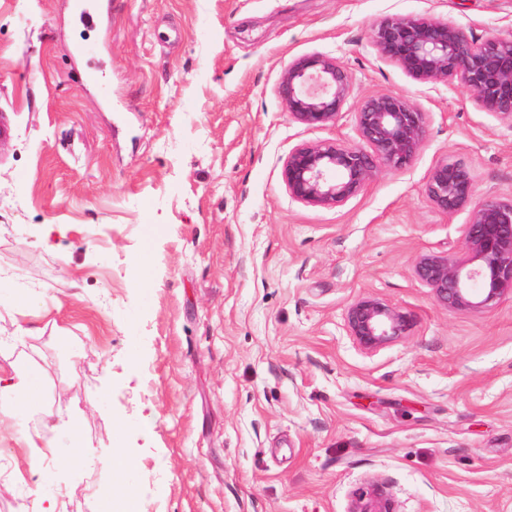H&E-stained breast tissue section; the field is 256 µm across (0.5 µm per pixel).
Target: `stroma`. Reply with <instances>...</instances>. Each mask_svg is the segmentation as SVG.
<instances>
[{
	"instance_id": "35a3bbf8",
	"label": "stroma",
	"mask_w": 512,
	"mask_h": 512,
	"mask_svg": "<svg viewBox=\"0 0 512 512\" xmlns=\"http://www.w3.org/2000/svg\"><path fill=\"white\" fill-rule=\"evenodd\" d=\"M408 16L512 34V0H112L107 107L78 81L68 0H0V366L46 385L41 406H0V512H105L118 430L140 512H350L370 485L394 512H512V294L444 309L413 273L465 249L470 209L424 192L440 161L470 167L476 201L512 196V122L379 55L373 25ZM313 54L351 81L326 127L276 93ZM373 92L425 112L413 163L336 208L292 199L289 152L357 143ZM364 295L413 317L372 354L345 325ZM74 414L86 454L68 464ZM24 432L57 461L31 471Z\"/></svg>"
}]
</instances>
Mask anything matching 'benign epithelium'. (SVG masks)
Listing matches in <instances>:
<instances>
[{
    "instance_id": "1",
    "label": "benign epithelium",
    "mask_w": 512,
    "mask_h": 512,
    "mask_svg": "<svg viewBox=\"0 0 512 512\" xmlns=\"http://www.w3.org/2000/svg\"><path fill=\"white\" fill-rule=\"evenodd\" d=\"M381 56L419 82L460 80L485 112L512 121V37L483 41L452 22L425 17L385 20L371 30ZM277 94L299 123L323 127L336 122L349 100L350 78L334 58H298L281 72ZM359 143H302L284 161L288 194L312 207H337L358 196L379 166L411 165L426 136V113L406 95L375 92L355 112ZM424 191L433 206L452 215L473 206L463 227L465 251L459 256L424 253L414 276L430 288L437 306L486 310L512 293V198L472 205L475 185L460 161L439 162ZM346 326L356 346L374 353L406 335L410 314L385 300L363 296L350 304ZM351 512H393L375 490L360 488Z\"/></svg>"
}]
</instances>
